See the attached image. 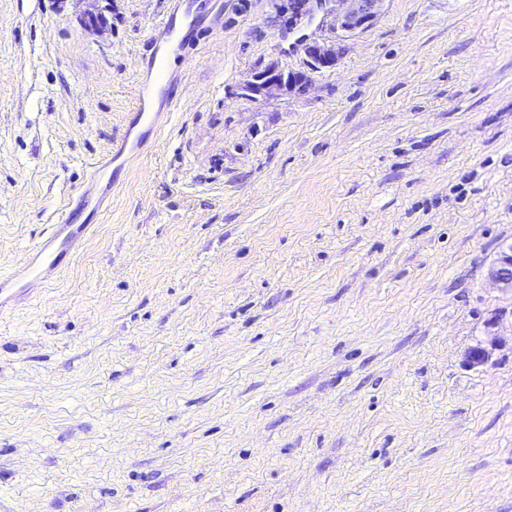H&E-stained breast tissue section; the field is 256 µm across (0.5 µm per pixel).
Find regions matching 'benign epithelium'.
<instances>
[{
    "label": "benign epithelium",
    "mask_w": 512,
    "mask_h": 512,
    "mask_svg": "<svg viewBox=\"0 0 512 512\" xmlns=\"http://www.w3.org/2000/svg\"><path fill=\"white\" fill-rule=\"evenodd\" d=\"M83 14L86 27L100 31L106 24L104 14L97 9L99 0ZM385 0H336V16L333 30L336 40H315L305 46L307 70L284 71L275 63L266 65L252 76L244 90L253 97H271L278 94L294 96L305 95L312 84L309 72L330 70L336 66L341 54L339 40L347 34H353L369 27L379 15ZM489 278L500 287L512 290V242L501 246L497 258L489 268ZM500 324L497 316L486 323L487 339L469 347L463 354V364L468 368L487 365L495 351L503 345L496 331Z\"/></svg>",
    "instance_id": "7a95c632"
}]
</instances>
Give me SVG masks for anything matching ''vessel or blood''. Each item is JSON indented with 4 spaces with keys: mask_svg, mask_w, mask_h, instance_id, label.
I'll return each instance as SVG.
<instances>
[{
    "mask_svg": "<svg viewBox=\"0 0 512 512\" xmlns=\"http://www.w3.org/2000/svg\"><path fill=\"white\" fill-rule=\"evenodd\" d=\"M88 225L72 227L68 212H60L55 224L29 249L25 263L9 272L0 271V306L29 292L30 285L47 282L75 240L87 235Z\"/></svg>",
    "mask_w": 512,
    "mask_h": 512,
    "instance_id": "obj_1",
    "label": "vessel or blood"
}]
</instances>
